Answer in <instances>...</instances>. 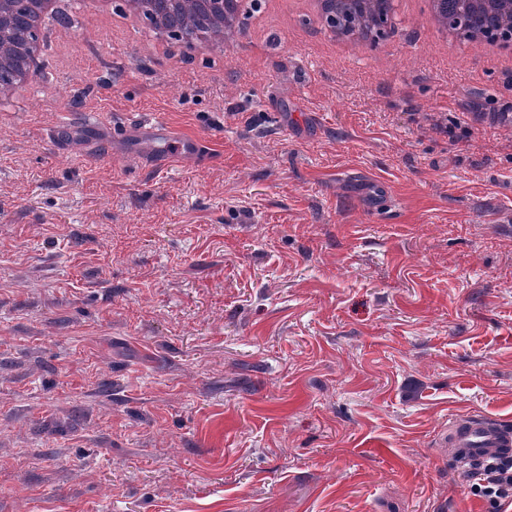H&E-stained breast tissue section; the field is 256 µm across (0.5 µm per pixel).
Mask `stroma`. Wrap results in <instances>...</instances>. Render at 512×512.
<instances>
[{
	"label": "stroma",
	"mask_w": 512,
	"mask_h": 512,
	"mask_svg": "<svg viewBox=\"0 0 512 512\" xmlns=\"http://www.w3.org/2000/svg\"><path fill=\"white\" fill-rule=\"evenodd\" d=\"M138 42L79 18L0 103V512H512L441 445L512 426V127L466 125L512 75L280 16L178 69ZM88 113L211 149L55 141ZM112 131V151L121 150V140H128L144 161L159 167L189 164L208 150L206 142L175 130L160 118L142 120L130 127L112 123Z\"/></svg>",
	"instance_id": "35a3bbf8"
}]
</instances>
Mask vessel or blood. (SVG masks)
<instances>
[{
    "label": "vessel or blood",
    "instance_id": "1",
    "mask_svg": "<svg viewBox=\"0 0 512 512\" xmlns=\"http://www.w3.org/2000/svg\"><path fill=\"white\" fill-rule=\"evenodd\" d=\"M125 140L132 142L144 161L159 167L194 162L208 149L200 138L175 130L159 118L143 120L130 127H114L113 149H120ZM448 444L465 474L512 459V429L488 416H473L466 423L451 425Z\"/></svg>",
    "mask_w": 512,
    "mask_h": 512
}]
</instances>
